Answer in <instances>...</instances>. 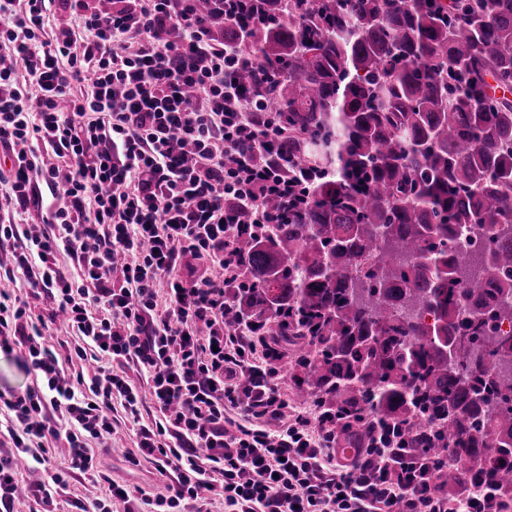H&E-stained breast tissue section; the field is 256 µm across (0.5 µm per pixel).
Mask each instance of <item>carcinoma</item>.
<instances>
[{"label":"carcinoma","mask_w":512,"mask_h":512,"mask_svg":"<svg viewBox=\"0 0 512 512\" xmlns=\"http://www.w3.org/2000/svg\"><path fill=\"white\" fill-rule=\"evenodd\" d=\"M256 4L224 23L259 63L237 79L267 84L299 163L326 171L236 239L224 325L289 358L293 404L337 448L434 456L450 499L512 497V0ZM462 335L476 354L449 357Z\"/></svg>","instance_id":"carcinoma-1"}]
</instances>
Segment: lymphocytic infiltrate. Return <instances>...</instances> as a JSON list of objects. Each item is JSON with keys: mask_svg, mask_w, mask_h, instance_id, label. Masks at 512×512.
Masks as SVG:
<instances>
[{"mask_svg": "<svg viewBox=\"0 0 512 512\" xmlns=\"http://www.w3.org/2000/svg\"><path fill=\"white\" fill-rule=\"evenodd\" d=\"M0 0V351L34 374L0 391V512L39 507L94 469L130 424L139 457L172 474L151 512H512L497 495H442L429 460L386 467L336 451L316 408L292 404L284 357L224 326L241 280L233 243L273 224L299 183L292 135L236 82L255 65L212 35L237 0ZM39 208L40 221L25 219ZM74 341L47 345L31 302ZM79 371H72L73 361ZM135 365L146 385L125 368ZM156 419H144L146 407ZM68 467L40 470L52 449Z\"/></svg>", "mask_w": 512, "mask_h": 512, "instance_id": "obj_1", "label": "lymphocytic infiltrate"}]
</instances>
